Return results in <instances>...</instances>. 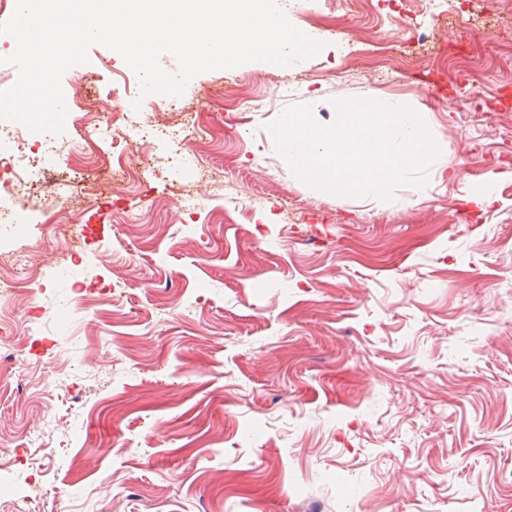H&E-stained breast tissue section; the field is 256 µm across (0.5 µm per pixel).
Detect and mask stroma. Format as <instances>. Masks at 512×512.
Here are the masks:
<instances>
[{
  "instance_id": "obj_1",
  "label": "stroma",
  "mask_w": 512,
  "mask_h": 512,
  "mask_svg": "<svg viewBox=\"0 0 512 512\" xmlns=\"http://www.w3.org/2000/svg\"><path fill=\"white\" fill-rule=\"evenodd\" d=\"M415 15L296 0L322 48L286 95L268 62L204 72L169 115L181 167L118 186L83 153L92 277L60 272L64 208L19 232L43 299L0 307V327L40 326L0 360V512H512V0H456L424 41ZM89 58L93 82L71 68L63 90L132 111L123 57ZM340 97L428 113L445 152L424 186L375 204L292 173L266 125L294 103L331 123ZM214 172L265 203L214 200ZM478 183L492 207L470 203ZM65 360L79 372L40 394L34 370Z\"/></svg>"
}]
</instances>
